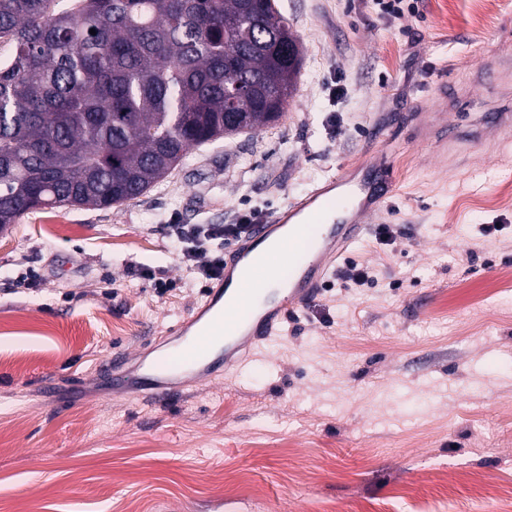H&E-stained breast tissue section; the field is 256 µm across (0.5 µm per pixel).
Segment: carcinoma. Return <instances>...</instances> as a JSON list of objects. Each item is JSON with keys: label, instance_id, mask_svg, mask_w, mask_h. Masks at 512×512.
<instances>
[{"label": "carcinoma", "instance_id": "1", "mask_svg": "<svg viewBox=\"0 0 512 512\" xmlns=\"http://www.w3.org/2000/svg\"><path fill=\"white\" fill-rule=\"evenodd\" d=\"M2 46L0 230L135 200L193 148L270 125L303 55L271 0H0Z\"/></svg>", "mask_w": 512, "mask_h": 512}]
</instances>
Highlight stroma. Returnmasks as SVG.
I'll return each instance as SVG.
<instances>
[{
	"mask_svg": "<svg viewBox=\"0 0 512 512\" xmlns=\"http://www.w3.org/2000/svg\"><path fill=\"white\" fill-rule=\"evenodd\" d=\"M275 6L303 49L279 122L196 147L138 199L0 232V512H500L472 474L512 491V143L445 160L414 117L497 108L473 79L512 48V0H419L398 19L374 0ZM378 156L396 193L346 256L371 282L321 288L230 378L163 403L113 394L112 354L162 356L209 293L167 225L268 220Z\"/></svg>",
	"mask_w": 512,
	"mask_h": 512,
	"instance_id": "1",
	"label": "stroma"
}]
</instances>
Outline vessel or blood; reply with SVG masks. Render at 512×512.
I'll use <instances>...</instances> for the list:
<instances>
[{
  "label": "vessel or blood",
  "instance_id": "vessel-or-blood-1",
  "mask_svg": "<svg viewBox=\"0 0 512 512\" xmlns=\"http://www.w3.org/2000/svg\"><path fill=\"white\" fill-rule=\"evenodd\" d=\"M477 81L495 90L512 83V57L485 59ZM419 117L418 141H435L444 154L480 147L489 128L495 136L512 137V108L507 106L487 114L481 125L464 134L432 110H423ZM392 187L385 168L372 161L358 173L340 170L303 198L289 202L270 223L252 225L225 255L223 275L203 308L179 327L168 353L131 368L124 355L113 357V391L161 400L180 377L205 378L217 369L232 375L244 350L269 340L288 316L313 301L340 257L362 239L367 218L387 203ZM287 238L303 239L304 244L283 263L281 273L246 288L252 269L264 261L265 248Z\"/></svg>",
  "mask_w": 512,
  "mask_h": 512
}]
</instances>
